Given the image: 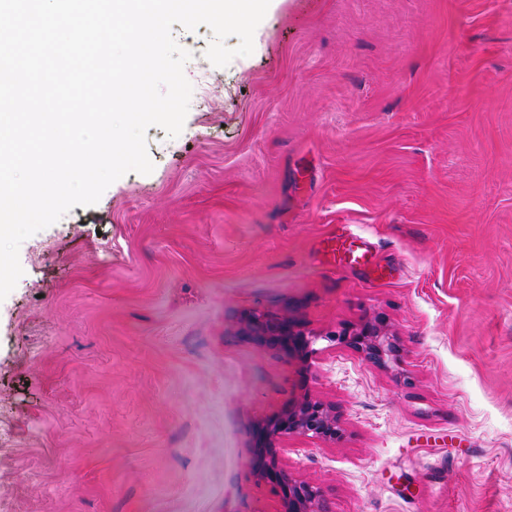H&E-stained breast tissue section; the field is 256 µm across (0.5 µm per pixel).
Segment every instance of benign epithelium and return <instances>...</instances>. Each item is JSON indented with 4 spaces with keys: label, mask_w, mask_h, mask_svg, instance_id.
Returning a JSON list of instances; mask_svg holds the SVG:
<instances>
[{
    "label": "benign epithelium",
    "mask_w": 512,
    "mask_h": 512,
    "mask_svg": "<svg viewBox=\"0 0 512 512\" xmlns=\"http://www.w3.org/2000/svg\"><path fill=\"white\" fill-rule=\"evenodd\" d=\"M251 331L283 344L303 358L312 352L316 340L298 330L287 318L268 319L255 324ZM325 338L344 342L364 361L377 366L386 367L396 361L400 351L398 338L388 332L379 318L365 320L351 331L327 334ZM294 435L336 442L342 437L336 407L305 393L278 417L264 422L261 441L250 459L252 472L257 479L268 481L279 489L280 512H329L321 488L294 479L282 464V457L287 452L283 443Z\"/></svg>",
    "instance_id": "1"
}]
</instances>
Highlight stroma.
I'll use <instances>...</instances> for the list:
<instances>
[{"label": "stroma", "mask_w": 512, "mask_h": 512, "mask_svg": "<svg viewBox=\"0 0 512 512\" xmlns=\"http://www.w3.org/2000/svg\"><path fill=\"white\" fill-rule=\"evenodd\" d=\"M173 35L182 132L19 248L0 512H279L249 460L306 391L343 434L283 465L330 512H512V0H279L224 67ZM375 317L389 367L325 338ZM357 237L336 240L333 253L336 254V267L343 265L359 264L367 260L368 249L361 245H357ZM251 331L259 337L269 336L270 339L288 347V350L296 351L302 358L313 351L311 346L317 339L316 336H305L288 318L268 319L255 324Z\"/></svg>", "instance_id": "35a3bbf8"}]
</instances>
